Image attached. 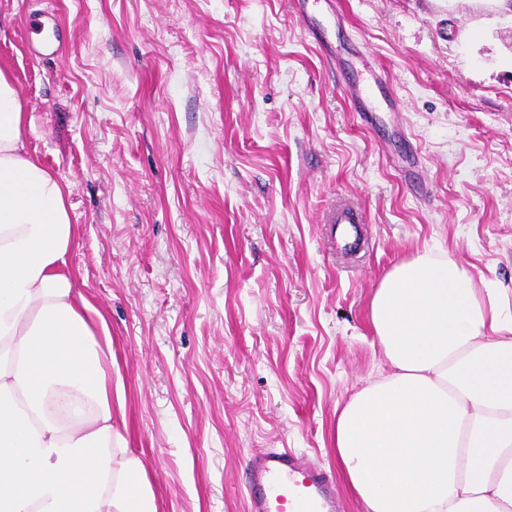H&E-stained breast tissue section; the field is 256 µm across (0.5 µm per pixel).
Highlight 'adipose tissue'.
Returning <instances> with one entry per match:
<instances>
[{
  "label": "adipose tissue",
  "instance_id": "ef3b65f1",
  "mask_svg": "<svg viewBox=\"0 0 512 512\" xmlns=\"http://www.w3.org/2000/svg\"><path fill=\"white\" fill-rule=\"evenodd\" d=\"M25 127L0 70V512H157L113 422L106 319L75 287L69 190ZM370 317L390 372L336 412L349 492L364 512H512V316L423 253Z\"/></svg>",
  "mask_w": 512,
  "mask_h": 512
}]
</instances>
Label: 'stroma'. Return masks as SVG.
Returning a JSON list of instances; mask_svg holds the SVG:
<instances>
[{
  "mask_svg": "<svg viewBox=\"0 0 512 512\" xmlns=\"http://www.w3.org/2000/svg\"><path fill=\"white\" fill-rule=\"evenodd\" d=\"M0 68L69 187L157 512H248L269 449L339 475L334 411L389 371L370 301L401 261L457 258L512 314L500 0H0ZM374 72L402 109L372 126L344 84ZM342 197L368 219L354 260L321 222Z\"/></svg>",
  "mask_w": 512,
  "mask_h": 512,
  "instance_id": "obj_1",
  "label": "stroma"
}]
</instances>
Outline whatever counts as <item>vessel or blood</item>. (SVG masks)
<instances>
[{"label":"vessel or blood","mask_w":512,"mask_h":512,"mask_svg":"<svg viewBox=\"0 0 512 512\" xmlns=\"http://www.w3.org/2000/svg\"><path fill=\"white\" fill-rule=\"evenodd\" d=\"M324 221L337 250L356 253L364 216L348 201L332 204ZM249 512H342L331 475L288 449L252 454L247 460Z\"/></svg>","instance_id":"obj_1"}]
</instances>
